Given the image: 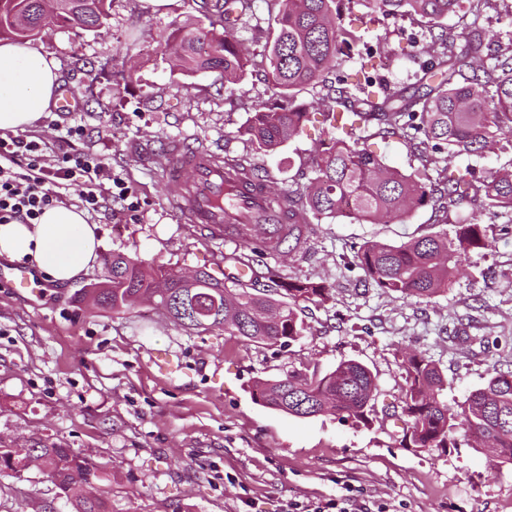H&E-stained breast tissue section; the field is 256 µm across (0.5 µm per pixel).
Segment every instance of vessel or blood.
<instances>
[{
    "label": "vessel or blood",
    "mask_w": 512,
    "mask_h": 512,
    "mask_svg": "<svg viewBox=\"0 0 512 512\" xmlns=\"http://www.w3.org/2000/svg\"><path fill=\"white\" fill-rule=\"evenodd\" d=\"M161 159L163 177L173 188L168 197L169 209L200 232L220 240L228 224L285 223V208L274 206L249 172L226 162L223 154L173 138L165 145ZM231 182L238 183L239 192L228 201L224 190ZM0 287L37 295L43 284L26 269L17 268L0 276Z\"/></svg>",
    "instance_id": "b4317fda"
}]
</instances>
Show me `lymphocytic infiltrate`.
Instances as JSON below:
<instances>
[{"mask_svg": "<svg viewBox=\"0 0 512 512\" xmlns=\"http://www.w3.org/2000/svg\"><path fill=\"white\" fill-rule=\"evenodd\" d=\"M83 138L79 126L67 127L53 148L28 136L0 135V224L37 223L46 208L65 203L76 184L82 208L94 215L107 202L129 199L106 159L81 148Z\"/></svg>", "mask_w": 512, "mask_h": 512, "instance_id": "f902f5d3", "label": "lymphocytic infiltrate"}]
</instances>
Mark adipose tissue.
I'll use <instances>...</instances> for the list:
<instances>
[{
    "label": "adipose tissue",
    "mask_w": 512,
    "mask_h": 512,
    "mask_svg": "<svg viewBox=\"0 0 512 512\" xmlns=\"http://www.w3.org/2000/svg\"><path fill=\"white\" fill-rule=\"evenodd\" d=\"M59 67L41 49L0 43V129L23 130L55 106ZM100 241L83 211L56 206L35 224H0V257L28 260L64 285L96 264Z\"/></svg>",
    "instance_id": "adipose-tissue-1"
}]
</instances>
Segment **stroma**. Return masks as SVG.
Segmentation results:
<instances>
[{
    "label": "stroma",
    "mask_w": 512,
    "mask_h": 512,
    "mask_svg": "<svg viewBox=\"0 0 512 512\" xmlns=\"http://www.w3.org/2000/svg\"><path fill=\"white\" fill-rule=\"evenodd\" d=\"M256 18L237 28L254 64L246 97L215 73L188 75L160 37L183 25H208L200 0H112L97 29L45 31L34 41L51 54L78 98L75 112L45 113L27 135L55 145L79 125L85 148L108 158L113 178L138 207L113 204L94 217L100 255L122 253L148 264L223 278L230 246L201 236L166 206L160 168L166 141L185 138L250 157L278 188L313 176L311 159L326 134L313 119L278 153L258 150L239 130L254 103L274 89L261 80L262 29L274 13L257 0ZM393 84L416 83L430 40L417 17L390 19L368 35ZM492 244L472 254L447 292L429 300L384 293L362 282L351 261L367 241L399 244L433 230L422 207L404 222L314 219L303 247L273 265L287 280L324 282L326 302L304 303L307 332L284 349L251 345L220 330L188 331L141 303L115 313L82 307L75 297L101 280L103 265L41 295L0 288V441L17 447L42 438L69 445L112 474L101 488L108 512H287L317 505L352 487L368 512H512V465L459 440L454 448H414L402 417L388 408L406 386L403 360L416 351L448 381L449 407L460 405L497 370H512V214L483 213ZM468 338L456 340L459 325ZM355 359L376 376L366 421L332 415L297 418L255 402L254 378L297 369L323 374ZM0 512H72L37 468L0 474Z\"/></svg>",
    "instance_id": "1"
}]
</instances>
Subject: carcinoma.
Listing matches in <instances>:
<instances>
[{"instance_id":"cac0c4a2","label":"carcinoma","mask_w":512,"mask_h":512,"mask_svg":"<svg viewBox=\"0 0 512 512\" xmlns=\"http://www.w3.org/2000/svg\"><path fill=\"white\" fill-rule=\"evenodd\" d=\"M352 0H270L278 8L263 53L265 80L283 103L253 105L239 133L265 153L278 151L308 121V106L297 96L317 91L331 137L314 161V176L288 195L267 186L273 201L286 197L288 223L269 226L264 245L244 232L237 251L224 260L249 270V284L219 281L199 270L193 285L170 266L145 264L114 253L105 259L110 288L86 290L76 298L119 312L146 300L190 331L221 329L250 344L284 348L306 331L300 304L323 301L328 288L310 280L280 281L261 259L302 247L309 217L338 216L367 223L401 222L429 206L434 223H454L399 245L365 242L354 251V268L386 293L428 299L448 290L468 255L489 246L478 216L489 209L512 210V166L478 175L467 166L453 176L440 163L455 156L481 157L503 133L512 134V38L479 23L495 0H468L473 22L457 36L431 33L430 66L418 87L406 89L377 78L379 58L360 32L345 24L341 2ZM108 0H65L59 23L94 28L107 16ZM374 16L416 15L434 28L460 10L462 0H364ZM209 26H181L164 40L187 74L217 72L239 85L248 60L234 30L253 16V0H206ZM44 21L39 0H0V37L24 41ZM223 32H217V28ZM363 45L355 66L342 70L345 49ZM397 136L420 152L425 170L412 174L388 166L369 149L373 139ZM407 386L402 412L409 418L408 441L415 448H447L463 431L473 441L490 440L501 462L512 464V371L497 372L453 409L436 363L413 353L404 364ZM378 389L364 364L340 361L318 375L290 370L276 379L256 378L250 392L261 405L292 416L331 414L364 421ZM70 502L73 512H108L103 497L87 498L84 487L108 480L104 469L58 442L38 440L21 452L0 442V473L17 472L29 457Z\"/></svg>"}]
</instances>
